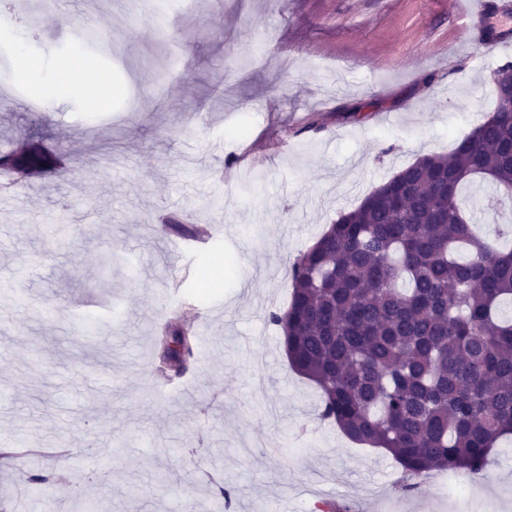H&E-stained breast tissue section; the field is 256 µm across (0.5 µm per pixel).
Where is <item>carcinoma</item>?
Wrapping results in <instances>:
<instances>
[{
	"label": "carcinoma",
	"instance_id": "1",
	"mask_svg": "<svg viewBox=\"0 0 512 512\" xmlns=\"http://www.w3.org/2000/svg\"><path fill=\"white\" fill-rule=\"evenodd\" d=\"M496 111L447 155H424L339 216L291 264V301L270 314L288 362L322 390L320 417L383 448L403 489L434 470L487 473L512 433V248L475 230L477 210L512 203V64L496 72ZM496 191L466 208L464 187ZM193 336L159 340L177 372Z\"/></svg>",
	"mask_w": 512,
	"mask_h": 512
}]
</instances>
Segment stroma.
<instances>
[{
	"mask_svg": "<svg viewBox=\"0 0 512 512\" xmlns=\"http://www.w3.org/2000/svg\"><path fill=\"white\" fill-rule=\"evenodd\" d=\"M44 69L0 64V156L41 162L0 205V465L7 512H512V435L489 475L402 470L318 417L269 320L288 268L338 216L493 111V73L450 0H195L164 31L122 0H17ZM98 31L78 86L27 106ZM71 225L49 237L50 218ZM118 266L100 264L105 250ZM218 288L202 292L205 268ZM26 302H18L17 290ZM98 327L95 343L76 331ZM191 328L179 374L156 339Z\"/></svg>",
	"mask_w": 512,
	"mask_h": 512,
	"instance_id": "stroma-1",
	"label": "stroma"
}]
</instances>
